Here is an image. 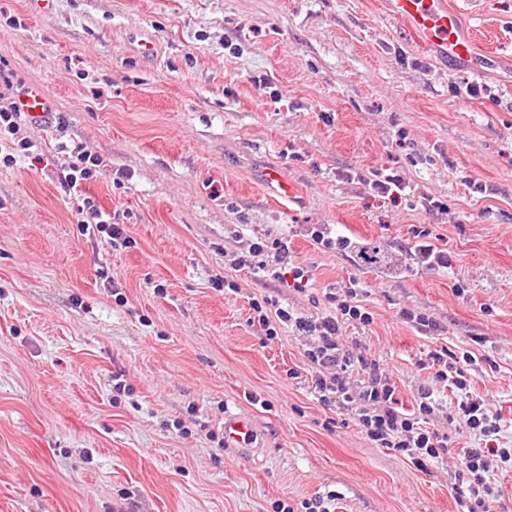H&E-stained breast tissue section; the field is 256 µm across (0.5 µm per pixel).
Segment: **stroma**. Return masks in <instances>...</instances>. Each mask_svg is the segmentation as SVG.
<instances>
[{
	"label": "stroma",
	"mask_w": 512,
	"mask_h": 512,
	"mask_svg": "<svg viewBox=\"0 0 512 512\" xmlns=\"http://www.w3.org/2000/svg\"><path fill=\"white\" fill-rule=\"evenodd\" d=\"M449 2L487 48L512 42V0ZM142 30L151 65L129 52ZM0 59L54 110L0 133L17 159L0 164V512H274L328 496L334 512H465L452 483L471 430L437 412L453 444L425 471L376 447L311 395L308 337L267 339L251 301L317 317L327 293L366 282L372 321L346 323L347 345L384 360L408 407L432 384L430 350L471 351V388L512 446V58L476 81L440 66L382 0H0ZM77 147L101 159L82 193L125 243L79 224ZM272 166L293 198L267 192ZM386 168L405 195L370 190ZM421 230L451 269L417 263ZM260 238L287 239L305 290L232 269ZM368 243L379 263L361 259ZM228 413L251 416L257 456L224 449Z\"/></svg>",
	"instance_id": "1"
}]
</instances>
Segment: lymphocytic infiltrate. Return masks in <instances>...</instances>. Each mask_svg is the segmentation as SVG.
I'll return each instance as SVG.
<instances>
[{
	"label": "lymphocytic infiltrate",
	"mask_w": 512,
	"mask_h": 512,
	"mask_svg": "<svg viewBox=\"0 0 512 512\" xmlns=\"http://www.w3.org/2000/svg\"><path fill=\"white\" fill-rule=\"evenodd\" d=\"M287 253V240L260 239L232 260L231 266L236 270H255L272 280L288 278L293 287H302L306 280L304 269L295 267L288 271L282 267ZM361 294L360 283L350 280L342 293L328 294L330 311L314 319L297 315L280 306L278 299L266 297L252 302L253 320L272 338L280 324L313 337L304 357L316 399L351 412L366 438L378 447L409 458L419 468H427L448 452L450 437L432 429L430 419L441 407L436 388L454 393L456 402L451 418L463 421L480 438L478 447L464 451L455 482L457 499L467 512H489V504L500 498L489 460L495 457L502 468L512 467V448L498 445V416L483 399L470 392L467 371L474 359L472 352L458 354L446 348L428 352L425 367L431 371L434 385L419 392L413 409H405L381 361L365 351L351 350L343 341V324L356 321L366 325L372 321L361 303Z\"/></svg>",
	"instance_id": "1"
}]
</instances>
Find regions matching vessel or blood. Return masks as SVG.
I'll return each mask as SVG.
<instances>
[{"mask_svg": "<svg viewBox=\"0 0 512 512\" xmlns=\"http://www.w3.org/2000/svg\"><path fill=\"white\" fill-rule=\"evenodd\" d=\"M387 13L406 23L411 37L431 50L441 63L463 64L473 76H481L495 61L494 56L477 51L472 34L462 30L459 17L448 9L445 0H384ZM13 106L33 124L51 123V103L42 87L23 86L13 99ZM257 433L250 418L233 415L224 420V441L238 453L257 454Z\"/></svg>", "mask_w": 512, "mask_h": 512, "instance_id": "obj_1", "label": "vessel or blood"}]
</instances>
